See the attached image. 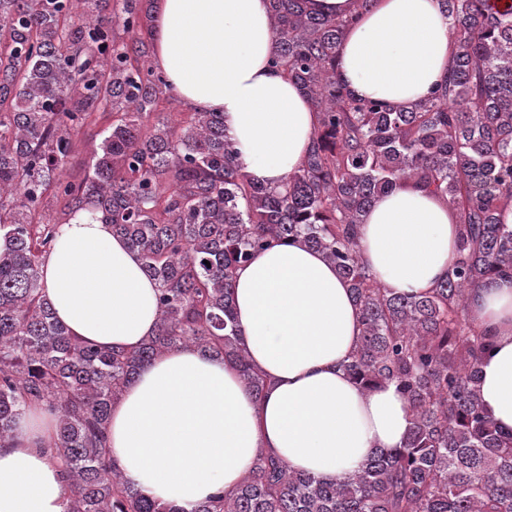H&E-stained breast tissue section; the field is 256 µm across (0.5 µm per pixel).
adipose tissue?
I'll list each match as a JSON object with an SVG mask.
<instances>
[{"label":"adipose tissue","mask_w":512,"mask_h":512,"mask_svg":"<svg viewBox=\"0 0 512 512\" xmlns=\"http://www.w3.org/2000/svg\"><path fill=\"white\" fill-rule=\"evenodd\" d=\"M152 61L183 107L220 112L247 174L282 186L303 161L317 114L271 64L267 0H156ZM456 46L438 0H374L344 34L341 81L390 105L425 97ZM374 278L417 294L444 278L456 253L457 216L411 186L377 198L359 227ZM42 292L72 336L134 349L158 319L157 285L111 225L81 212L60 225L41 270ZM235 309L262 399L235 364L174 349L140 371L111 409L107 446L146 495L192 512L218 487L235 490L259 455L318 477L344 479L378 448L399 446L410 421L395 384L363 391L344 365L359 342V311L326 258L300 241L271 247L237 272ZM493 348L480 363L479 395L512 429V279H491L466 303ZM55 414L24 409L0 447V512H63L64 481L45 447Z\"/></svg>","instance_id":"1"}]
</instances>
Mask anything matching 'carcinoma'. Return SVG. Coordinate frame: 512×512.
Returning <instances> with one entry per match:
<instances>
[{"label": "carcinoma", "mask_w": 512, "mask_h": 512, "mask_svg": "<svg viewBox=\"0 0 512 512\" xmlns=\"http://www.w3.org/2000/svg\"><path fill=\"white\" fill-rule=\"evenodd\" d=\"M439 4L456 46L448 74L418 102L390 106L338 77L355 18L269 0L272 64L317 112L305 159L277 191L243 172L223 113L144 123L173 98L143 38L153 0H0V447L23 409L57 414L48 452L64 474V512H185L131 487L111 461V407L142 367L186 345L234 361L262 397L236 321V273L294 239L350 286L361 336L346 371L365 391L395 384L409 430L345 480L261 455L234 492L192 512H512V430L478 394L492 340L465 315L484 280L512 278V8ZM103 118L88 175L61 181L74 136ZM404 185L458 217L448 276L418 295L376 281L358 241L375 199ZM50 203L61 220H45ZM81 211L111 225L157 284L155 332L134 350L72 336L43 298L58 226Z\"/></svg>", "instance_id": "obj_1"}]
</instances>
